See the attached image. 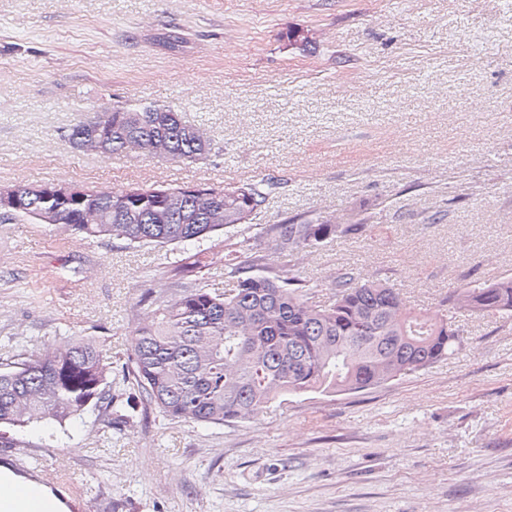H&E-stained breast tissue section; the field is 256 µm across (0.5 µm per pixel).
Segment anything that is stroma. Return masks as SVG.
Listing matches in <instances>:
<instances>
[{"label":"stroma","mask_w":512,"mask_h":512,"mask_svg":"<svg viewBox=\"0 0 512 512\" xmlns=\"http://www.w3.org/2000/svg\"><path fill=\"white\" fill-rule=\"evenodd\" d=\"M156 102L204 125L177 163L75 150L66 128ZM277 187L254 228L363 219L317 252L268 251L326 297L336 272L446 313L512 276V0H0V184ZM444 207L439 224L427 223ZM176 251L0 223V363L75 336L112 360L118 413L10 433L0 464L69 512H512V320L459 311L462 348L384 385L178 422L122 376L145 289Z\"/></svg>","instance_id":"1"}]
</instances>
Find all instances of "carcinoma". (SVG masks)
<instances>
[{"label":"carcinoma","instance_id":"cac0c4a2","mask_svg":"<svg viewBox=\"0 0 512 512\" xmlns=\"http://www.w3.org/2000/svg\"><path fill=\"white\" fill-rule=\"evenodd\" d=\"M112 117L99 153L159 146L171 159L196 161L211 151L206 130L187 124L155 102L126 103L118 111L69 127L64 136L77 150ZM275 183L262 179L216 191L202 184L129 185L98 191L71 183L24 184L22 207L0 205V223L40 224L53 212L59 226L86 238L121 239L129 246H175L168 270L176 292L140 305L152 318L132 330L125 366L140 403L179 421L222 424L258 415L268 403L308 393L363 391L426 368L461 349L459 329L446 315L430 318L407 306L382 281L363 280L355 269L336 274L328 300H315L292 268L265 264L271 245L294 255L313 253L326 241L356 234L355 221L340 226L331 215L287 218L263 227L254 240L231 231L252 223ZM179 194L181 208L167 210ZM97 212L83 224L80 213ZM224 238V293L198 286L211 266L204 242ZM453 310L512 318V277L466 285L448 295ZM112 360L96 340L77 336L66 346L28 354L0 367V433L45 421L63 424L88 408L112 411Z\"/></svg>","mask_w":512,"mask_h":512}]
</instances>
